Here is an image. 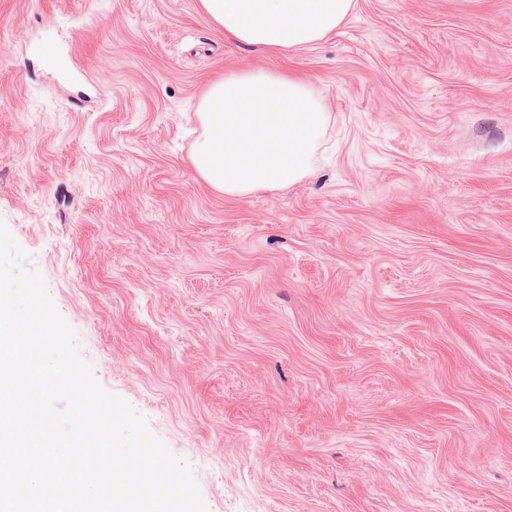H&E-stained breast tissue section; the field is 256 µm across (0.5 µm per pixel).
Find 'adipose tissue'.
<instances>
[{"mask_svg": "<svg viewBox=\"0 0 512 512\" xmlns=\"http://www.w3.org/2000/svg\"><path fill=\"white\" fill-rule=\"evenodd\" d=\"M225 39L273 53L324 41L355 0H200ZM195 172L224 195L293 184L313 171L329 124L322 95L308 78L276 71L225 75L202 95Z\"/></svg>", "mask_w": 512, "mask_h": 512, "instance_id": "adipose-tissue-1", "label": "adipose tissue"}]
</instances>
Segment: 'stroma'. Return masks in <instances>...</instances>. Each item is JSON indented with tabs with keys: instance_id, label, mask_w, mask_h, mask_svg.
I'll list each match as a JSON object with an SVG mask.
<instances>
[{
	"instance_id": "obj_1",
	"label": "stroma",
	"mask_w": 512,
	"mask_h": 512,
	"mask_svg": "<svg viewBox=\"0 0 512 512\" xmlns=\"http://www.w3.org/2000/svg\"><path fill=\"white\" fill-rule=\"evenodd\" d=\"M245 69L330 123L239 199L191 155ZM0 222L207 512H512V0H356L280 55L198 0H0Z\"/></svg>"
}]
</instances>
